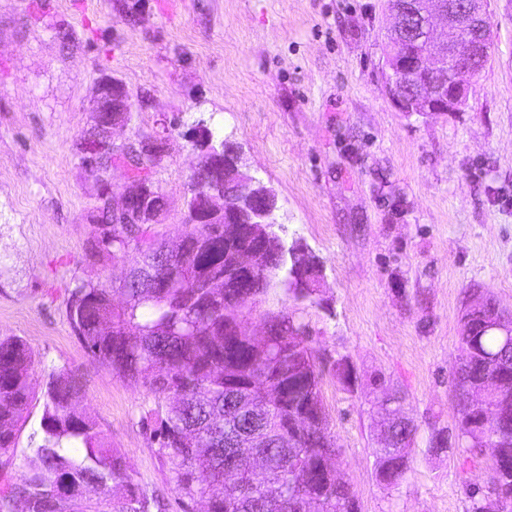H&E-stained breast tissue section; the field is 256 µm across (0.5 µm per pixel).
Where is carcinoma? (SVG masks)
<instances>
[{"label":"carcinoma","instance_id":"carcinoma-1","mask_svg":"<svg viewBox=\"0 0 512 512\" xmlns=\"http://www.w3.org/2000/svg\"><path fill=\"white\" fill-rule=\"evenodd\" d=\"M128 143L126 153H103L90 175L107 181L120 165L138 178L154 167L166 148L155 156ZM154 210L166 209L167 198L152 179L145 182ZM90 222L97 233L91 254L124 258L133 249L139 260L119 288L103 282H84L68 299L72 329L103 369L145 388L155 399L169 402L165 414L151 411L150 428L159 455L176 475L180 496L206 498L204 512H227L224 506V427L262 422L270 431L283 428L300 408L314 422L310 432L286 448H267L280 473L287 476L288 506L255 492L235 512H357L350 487L335 486L325 454L339 457L340 449L328 430L321 397L322 369L310 346L309 324L297 311H268L267 335L238 334L253 309L246 305L224 317L231 288L224 273L247 247L246 239L224 243L226 224H197L183 238L180 254L163 252L166 244L151 225L138 219L116 223L112 206L99 202ZM266 273L283 274L281 283L295 303L320 305L316 283L320 268L295 269L304 288L288 287L287 261L274 249L261 256ZM121 301H116L115 294ZM480 308L497 309L490 295L475 292L460 318V343L466 358L452 371L457 410L455 437L467 449L489 451L490 485L482 496L472 493L471 512H512V340L490 328L483 317H470ZM32 352L18 337L0 338V451L12 448L16 431L29 417L32 402ZM84 383L74 373H51L43 393L39 441L23 463L21 482L0 487V512H12L23 499L32 512H162L158 499L134 483L118 449L79 411ZM416 426H396L394 448H376V480L393 487L410 469L405 446ZM445 428L433 431L427 452L440 456L453 449ZM99 499L91 502L86 492Z\"/></svg>","mask_w":512,"mask_h":512}]
</instances>
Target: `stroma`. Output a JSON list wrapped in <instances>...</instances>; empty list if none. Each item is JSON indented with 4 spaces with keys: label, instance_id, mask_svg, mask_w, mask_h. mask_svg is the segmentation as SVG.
Segmentation results:
<instances>
[{
    "label": "stroma",
    "instance_id": "1",
    "mask_svg": "<svg viewBox=\"0 0 512 512\" xmlns=\"http://www.w3.org/2000/svg\"><path fill=\"white\" fill-rule=\"evenodd\" d=\"M488 9L497 41L466 107L419 116L389 96L388 0H0V336L27 343L36 382L81 377L80 410L167 512L194 509L140 422L156 399L93 362L67 314L73 288L119 285L127 266L87 251L101 187L78 143L98 80H120L131 103L116 144L165 134L153 176L168 210L154 230L169 245L188 231L202 124L274 189V232L319 260L322 305L305 319L316 353L352 371L348 385L324 371L321 395L358 512H470L486 455L426 448L456 425L469 291L512 311V0ZM391 392L417 432L406 479L386 488L372 451ZM30 411L0 483L20 480L41 400Z\"/></svg>",
    "mask_w": 512,
    "mask_h": 512
}]
</instances>
